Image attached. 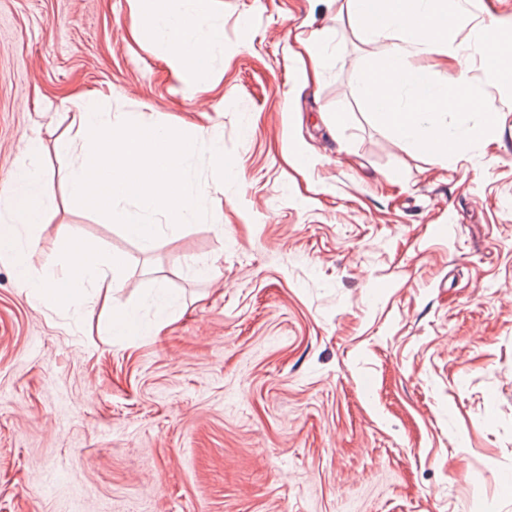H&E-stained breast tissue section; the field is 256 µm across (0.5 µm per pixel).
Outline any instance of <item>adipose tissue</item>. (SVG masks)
<instances>
[{
  "instance_id": "adipose-tissue-1",
  "label": "adipose tissue",
  "mask_w": 512,
  "mask_h": 512,
  "mask_svg": "<svg viewBox=\"0 0 512 512\" xmlns=\"http://www.w3.org/2000/svg\"><path fill=\"white\" fill-rule=\"evenodd\" d=\"M146 27L168 47L170 62L184 81L193 78L209 63L213 46L224 41L219 25L202 26L200 18L212 10L213 0H130ZM55 200L44 186L37 166H25L16 173L4 202L0 203V240L14 254L23 287L41 303L66 304L83 299L94 289L102 308L111 312L109 331L115 336H130L140 327L136 307L117 303L114 293L124 287L127 276L122 264L106 258L81 238L70 240L56 258L58 281L34 280L36 265L43 252L30 231L42 223Z\"/></svg>"
}]
</instances>
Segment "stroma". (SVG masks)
<instances>
[{"instance_id":"obj_1","label":"stroma","mask_w":512,"mask_h":512,"mask_svg":"<svg viewBox=\"0 0 512 512\" xmlns=\"http://www.w3.org/2000/svg\"><path fill=\"white\" fill-rule=\"evenodd\" d=\"M205 22L224 42L186 85L129 0H0V191L39 140L41 247L120 259L143 322L36 304L0 259V512H512L511 98L475 58L496 127L432 157L364 106L346 0H214ZM487 24L512 28V0H470L418 65ZM75 90L217 131L239 184L143 252L61 179ZM159 279L178 302L154 334ZM305 50L308 53L312 70L311 76L307 74V77L309 80L318 82L322 76L325 62L332 54L330 42L324 38L315 39L305 44Z\"/></svg>"}]
</instances>
